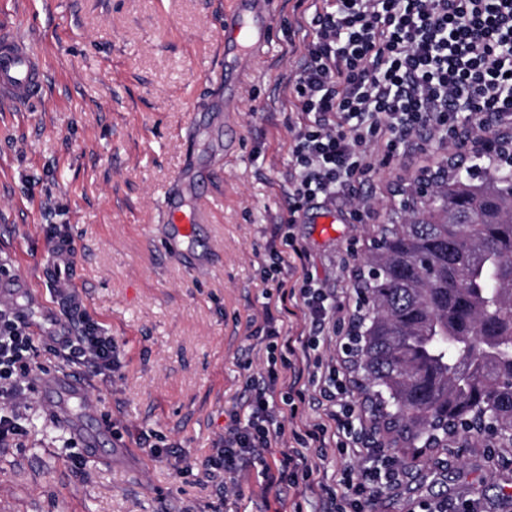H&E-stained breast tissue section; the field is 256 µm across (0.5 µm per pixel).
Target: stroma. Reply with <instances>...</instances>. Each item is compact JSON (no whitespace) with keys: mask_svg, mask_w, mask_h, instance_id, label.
Listing matches in <instances>:
<instances>
[{"mask_svg":"<svg viewBox=\"0 0 512 512\" xmlns=\"http://www.w3.org/2000/svg\"><path fill=\"white\" fill-rule=\"evenodd\" d=\"M268 2L267 44L226 117L235 148L201 144L214 178L200 237L208 259L198 265L168 243L162 202L190 159L191 117H208L224 96L228 0H0V29L33 43L45 71L39 100L0 111V278L25 284L1 293L0 307L50 300L43 257L50 232L64 229L75 245L72 294L120 352L111 376H94L48 332L34 333L27 432L0 447V512H292L294 492L267 485L260 466L220 491L198 470L244 401L246 376L267 359L256 336L266 246L287 214L291 88L312 0ZM454 154L432 142L301 212L294 232L345 319L395 186ZM322 213L336 218L327 234L315 222ZM61 373L85 384L79 416L94 451L40 393L41 379ZM385 452L401 475L377 512L465 501L474 512H512L508 449L454 441L417 458L394 445ZM77 453L88 481L71 474Z\"/></svg>","mask_w":512,"mask_h":512,"instance_id":"stroma-1","label":"stroma"}]
</instances>
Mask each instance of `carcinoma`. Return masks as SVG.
Wrapping results in <instances>:
<instances>
[{
    "instance_id": "obj_1",
    "label": "carcinoma",
    "mask_w": 512,
    "mask_h": 512,
    "mask_svg": "<svg viewBox=\"0 0 512 512\" xmlns=\"http://www.w3.org/2000/svg\"><path fill=\"white\" fill-rule=\"evenodd\" d=\"M436 208L393 211L358 275L367 303L349 354L376 428L406 448H434L486 409L512 431V182L440 169Z\"/></svg>"
}]
</instances>
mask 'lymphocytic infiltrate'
Masks as SVG:
<instances>
[{
  "mask_svg": "<svg viewBox=\"0 0 512 512\" xmlns=\"http://www.w3.org/2000/svg\"><path fill=\"white\" fill-rule=\"evenodd\" d=\"M309 26L293 86L288 215L269 251L268 365L247 377L243 415L203 466L236 474L264 461L286 434L292 446L275 459L273 483L315 493L321 512H374L382 489L398 484L399 468L356 432L340 372L318 352L325 330H339L341 306L307 272V253L290 229L318 196L372 181L406 153L426 152L429 137L453 133L460 121L483 130L488 116L512 118V0H319ZM295 266L303 272L288 280L284 271ZM293 308L304 321L296 336L284 327ZM69 313L80 331L60 339L67 359L111 374L119 365L112 337L79 304ZM29 328L24 316L0 308V445L25 432L12 404L34 356ZM331 453L340 459L334 470L323 465Z\"/></svg>",
  "mask_w": 512,
  "mask_h": 512,
  "instance_id": "f902f5d3",
  "label": "lymphocytic infiltrate"
}]
</instances>
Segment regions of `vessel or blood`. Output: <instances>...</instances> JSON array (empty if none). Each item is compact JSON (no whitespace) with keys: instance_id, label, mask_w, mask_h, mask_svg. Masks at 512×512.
<instances>
[{"instance_id":"vessel-or-blood-1","label":"vessel or blood","mask_w":512,"mask_h":512,"mask_svg":"<svg viewBox=\"0 0 512 512\" xmlns=\"http://www.w3.org/2000/svg\"><path fill=\"white\" fill-rule=\"evenodd\" d=\"M262 0H229L224 11L225 47L228 52L246 60H254L266 44V32L272 23L269 11L260 7ZM44 85L42 58L26 42L9 33L0 34V103L18 106L38 97ZM168 238L179 244L192 240L198 224L205 219L203 205L187 202L181 192L171 193L164 201ZM71 239L52 244L46 257L44 276L54 280L56 271L73 263ZM37 326L61 331L66 323L54 306H45L30 313ZM57 417L70 422V407L84 392L83 384L73 377H59L47 384Z\"/></svg>"}]
</instances>
